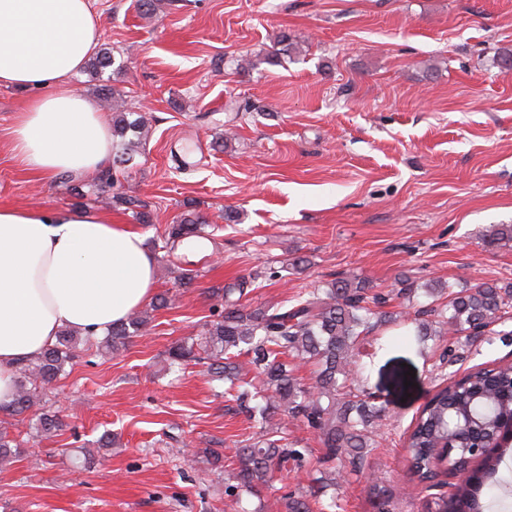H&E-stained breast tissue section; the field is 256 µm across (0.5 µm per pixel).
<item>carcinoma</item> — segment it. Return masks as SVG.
I'll return each mask as SVG.
<instances>
[{
  "mask_svg": "<svg viewBox=\"0 0 512 512\" xmlns=\"http://www.w3.org/2000/svg\"><path fill=\"white\" fill-rule=\"evenodd\" d=\"M293 51L284 33L264 60L279 62ZM113 66L122 69L104 48L89 60L88 71L97 76ZM99 99L112 110V161L98 177L99 189L112 193L113 201L126 205L140 223L148 224L145 204L116 190L118 175L132 168L144 150L145 122L141 117L129 119L132 112L115 88L101 86ZM203 235L202 218L188 211L165 229V246L172 249ZM483 242L511 243L512 225L489 226ZM261 276L256 271L224 284V311L204 324L201 335L168 351L169 367L175 371L192 361H208L211 381L226 383L224 394L258 423L256 436L238 448L228 465L218 449H205L211 464L224 470L225 495L237 499L244 491L258 496L288 464L305 465L308 450L288 438V423L296 421L312 428L322 447L318 486L310 497L317 501L336 485V477L354 475L368 483L378 512H390L395 490L371 466L383 410L364 398L362 348L379 327L408 321L415 325L421 342L432 337L448 340L445 354L451 366L463 360L459 345H491L512 336V330L495 329L512 318V283L480 282L460 290L451 284L428 288L425 293L432 301L409 316L386 310L390 294L355 277L336 279L327 288H313L289 300L256 306L244 303L248 288ZM165 304L164 297H155L112 327L98 345L107 351L125 347L146 329L150 312ZM81 343L75 332L63 330L41 355L21 362L15 395L0 410L18 415L43 405L47 385L78 357ZM291 360L312 365V377H298ZM511 421L512 363L474 368L436 392L407 431V482L435 487L450 465L468 471V476L453 484L448 496L434 497L431 512H485V498L499 500L495 476L508 448L492 444ZM61 426L58 416L39 415L38 433L50 435ZM19 448L16 439L0 430L1 467L15 461ZM308 498L284 495L287 512H313Z\"/></svg>",
  "mask_w": 512,
  "mask_h": 512,
  "instance_id": "cac0c4a2",
  "label": "carcinoma"
}]
</instances>
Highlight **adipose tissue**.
<instances>
[{
	"label": "adipose tissue",
	"instance_id": "ef3b65f1",
	"mask_svg": "<svg viewBox=\"0 0 512 512\" xmlns=\"http://www.w3.org/2000/svg\"><path fill=\"white\" fill-rule=\"evenodd\" d=\"M89 0H0V87L31 91L7 137L38 178L93 175L112 158L100 105L69 80L100 44ZM154 257L144 237L102 211L0 208V404L20 362L57 333L104 335L151 296Z\"/></svg>",
	"mask_w": 512,
	"mask_h": 512
}]
</instances>
